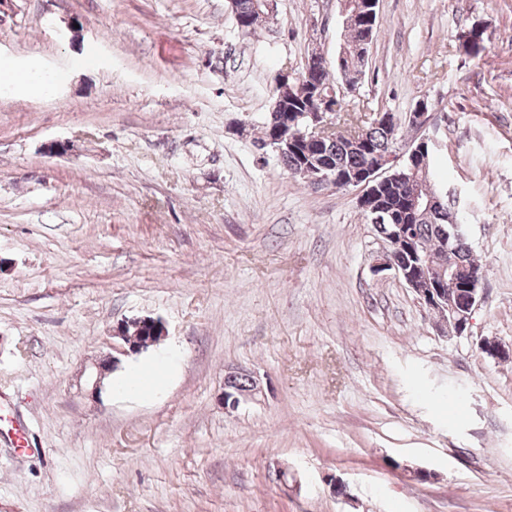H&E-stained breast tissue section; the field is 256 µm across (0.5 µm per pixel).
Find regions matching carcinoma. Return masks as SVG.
<instances>
[{
  "label": "carcinoma",
  "instance_id": "obj_1",
  "mask_svg": "<svg viewBox=\"0 0 512 512\" xmlns=\"http://www.w3.org/2000/svg\"><path fill=\"white\" fill-rule=\"evenodd\" d=\"M232 10L240 18H254L260 22L266 19L260 17L264 11L260 0H233ZM376 24L360 17L346 32L347 42L356 48L372 43ZM315 61L309 72H301V81H292L280 84L272 80V107L276 112H306L314 103V82L321 84L358 85L351 74L355 64L348 63L344 70L335 65L328 64L325 57L317 52L309 54ZM336 112L348 114L346 121L348 129L322 141L312 140L303 135L301 128L284 121L273 125L270 120L264 121L262 126V139L264 143L269 139L281 138L293 142V149L279 156L282 164L295 176L307 175L310 165L319 162L331 166L336 172V185L338 190L344 189L343 176L353 172L363 171L371 167L376 161L388 157L397 150L398 124H385L372 116L365 118L349 113L346 97H336ZM360 128L363 131L364 145L356 147L346 138V134ZM404 160L396 168L400 175L396 178L382 182L379 185L378 200L382 211L387 213L384 222L375 226L378 234L390 233L396 230L399 224L407 226L409 236L414 243V257L410 259L411 269L423 281H432L439 276L437 267L453 259L452 266L478 268L480 264L473 257L471 248L461 235H456L449 242H444L442 234L451 228L452 221L457 219L454 213V202L449 197H443L440 208L431 212H414L408 205L409 182L414 179L422 180L423 184H431V156H426L422 166L417 171L407 167ZM469 291L463 290L448 298V308L436 312L440 320L451 324L449 308H461L468 304Z\"/></svg>",
  "mask_w": 512,
  "mask_h": 512
}]
</instances>
